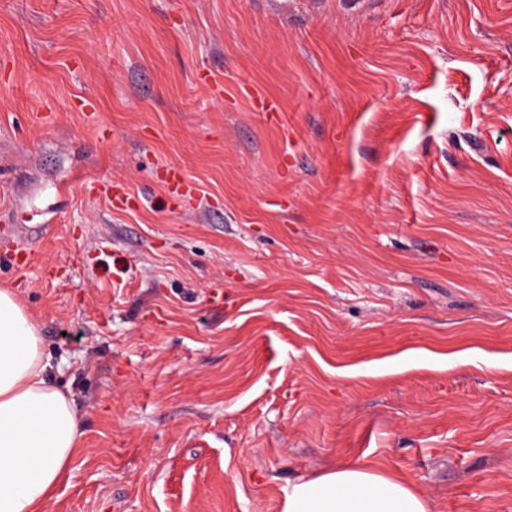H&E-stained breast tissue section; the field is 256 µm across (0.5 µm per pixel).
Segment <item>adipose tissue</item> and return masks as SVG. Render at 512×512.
I'll return each mask as SVG.
<instances>
[{"label":"adipose tissue","mask_w":512,"mask_h":512,"mask_svg":"<svg viewBox=\"0 0 512 512\" xmlns=\"http://www.w3.org/2000/svg\"><path fill=\"white\" fill-rule=\"evenodd\" d=\"M84 431L53 382L34 318L0 290V512H45ZM282 512H430L408 480L368 463L293 483Z\"/></svg>","instance_id":"adipose-tissue-1"}]
</instances>
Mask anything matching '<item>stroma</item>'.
Here are the masks:
<instances>
[{"instance_id": "stroma-1", "label": "stroma", "mask_w": 512, "mask_h": 512, "mask_svg": "<svg viewBox=\"0 0 512 512\" xmlns=\"http://www.w3.org/2000/svg\"><path fill=\"white\" fill-rule=\"evenodd\" d=\"M1 288L84 425L47 512H512V0H0ZM282 512H430V507L408 480L355 462L293 483Z\"/></svg>"}]
</instances>
